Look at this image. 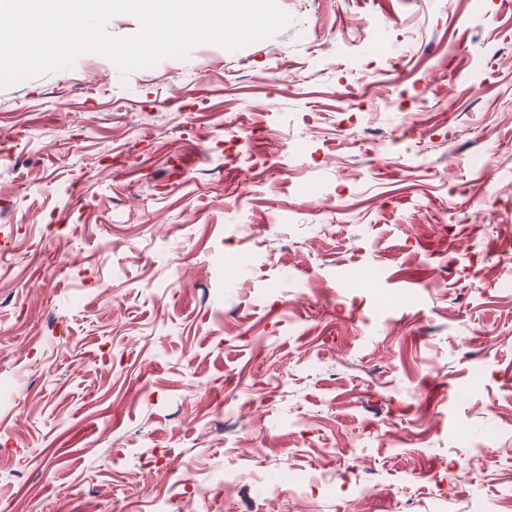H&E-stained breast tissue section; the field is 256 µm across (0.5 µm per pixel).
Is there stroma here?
<instances>
[{"label": "stroma", "instance_id": "obj_1", "mask_svg": "<svg viewBox=\"0 0 512 512\" xmlns=\"http://www.w3.org/2000/svg\"><path fill=\"white\" fill-rule=\"evenodd\" d=\"M276 3L0 88V512H512V0Z\"/></svg>", "mask_w": 512, "mask_h": 512}]
</instances>
